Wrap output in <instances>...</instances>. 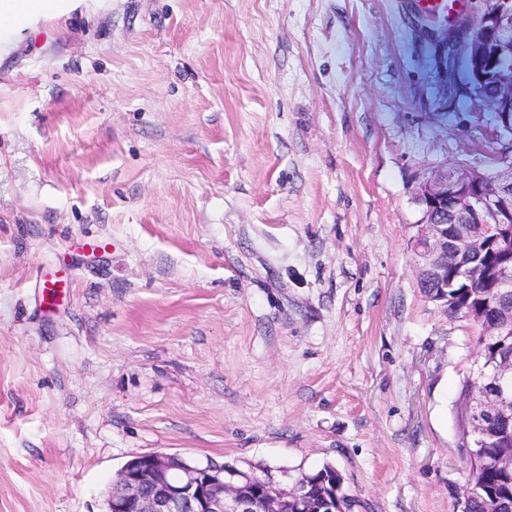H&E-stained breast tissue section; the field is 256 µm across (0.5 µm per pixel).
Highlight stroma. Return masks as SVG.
<instances>
[{
  "instance_id": "stroma-1",
  "label": "stroma",
  "mask_w": 512,
  "mask_h": 512,
  "mask_svg": "<svg viewBox=\"0 0 512 512\" xmlns=\"http://www.w3.org/2000/svg\"><path fill=\"white\" fill-rule=\"evenodd\" d=\"M443 34L405 0H82L17 33L0 512H103L149 452L461 512L480 329L417 285L415 187L505 142Z\"/></svg>"
}]
</instances>
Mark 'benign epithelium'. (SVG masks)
<instances>
[{
	"mask_svg": "<svg viewBox=\"0 0 512 512\" xmlns=\"http://www.w3.org/2000/svg\"><path fill=\"white\" fill-rule=\"evenodd\" d=\"M454 46L451 70L462 64L468 79L480 87L475 106L494 115L497 132H512V0H491L484 13L447 34ZM492 171L444 166L418 184L416 197L423 217L412 239L418 283L434 289L430 300L448 309V290L461 288L481 307L512 291V261L493 276H473L468 261L489 243L502 250L512 245V161L495 159ZM484 226L481 235L473 225ZM459 269L448 276V256ZM489 336L512 342V308L484 325ZM470 424L464 447L480 448L489 440L501 444L494 461L512 471V433L498 426L512 421V391L496 384L469 407ZM106 512H343L336 493L316 501L299 482L284 489L272 478L237 468L191 465L180 456L153 452L132 457L118 471L108 491Z\"/></svg>",
	"mask_w": 512,
	"mask_h": 512,
	"instance_id": "1",
	"label": "benign epithelium"
}]
</instances>
